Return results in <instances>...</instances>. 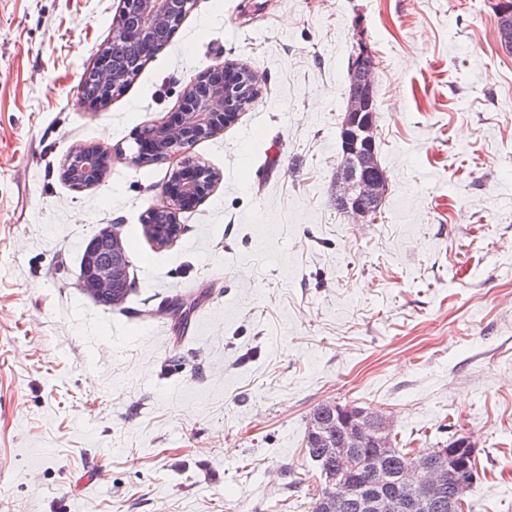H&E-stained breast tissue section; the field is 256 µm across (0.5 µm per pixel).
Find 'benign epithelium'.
Segmentation results:
<instances>
[{
	"label": "benign epithelium",
	"mask_w": 512,
	"mask_h": 512,
	"mask_svg": "<svg viewBox=\"0 0 512 512\" xmlns=\"http://www.w3.org/2000/svg\"><path fill=\"white\" fill-rule=\"evenodd\" d=\"M195 0H120L112 34L140 46L153 43L165 20L173 13L191 10ZM498 38L501 48L512 52V18L499 12ZM224 79L201 86L204 74H199L186 89L179 108L155 125V139L142 145L134 162H145L150 154L161 153L167 158L181 148L210 138L234 123L240 110L258 97L255 79L246 80L249 70L234 61L215 66ZM98 92L107 91L119 78L118 70L101 62L91 69ZM376 87L372 71L353 68L351 88L340 133L343 141L341 162L336 171L334 201L336 208L359 224L370 223L374 207L387 190L383 169L378 161L376 114L372 102ZM85 147L74 155L83 162V174L98 175V164ZM217 177L213 172L188 159L180 161L172 171V179L162 189L168 205L155 209L172 227L156 228L157 239L172 243L179 236L176 213L185 210L196 199L210 194ZM127 266L125 246L116 228L107 226L87 245V258L82 267L80 283L83 292L98 298L114 292L125 284ZM344 420L341 436L331 441L326 436L327 420L335 416ZM391 427L388 417L362 408L343 407L327 403L319 415L310 421L311 444L321 448V458L344 474L357 493L340 491L332 494L320 506V512H423L448 490V468L434 459L424 458L390 477L383 469L387 444L382 434ZM371 446L376 449L370 463L356 459L355 450Z\"/></svg>",
	"instance_id": "1"
}]
</instances>
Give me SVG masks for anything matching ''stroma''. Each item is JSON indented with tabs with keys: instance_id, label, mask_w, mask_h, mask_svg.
<instances>
[{
	"instance_id": "35a3bbf8",
	"label": "stroma",
	"mask_w": 512,
	"mask_h": 512,
	"mask_svg": "<svg viewBox=\"0 0 512 512\" xmlns=\"http://www.w3.org/2000/svg\"><path fill=\"white\" fill-rule=\"evenodd\" d=\"M497 0H196L108 105L77 87L120 0H0V512H307L326 402L389 417L400 448L462 434L472 512H512V54ZM377 57L375 221L337 211L347 61ZM227 60L259 96L187 150L213 192L172 244V159L134 136ZM109 152L98 185L62 178ZM116 226L133 293L80 288Z\"/></svg>"
}]
</instances>
